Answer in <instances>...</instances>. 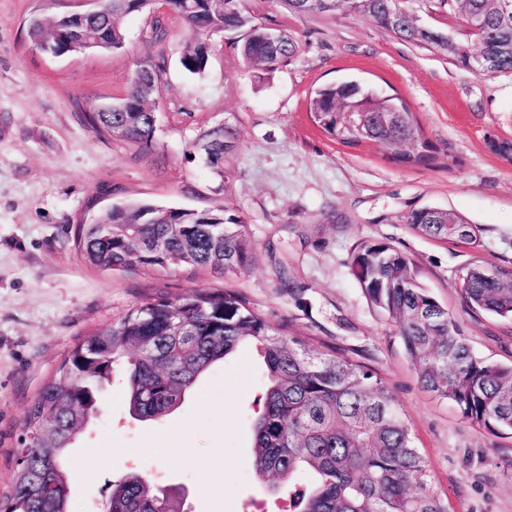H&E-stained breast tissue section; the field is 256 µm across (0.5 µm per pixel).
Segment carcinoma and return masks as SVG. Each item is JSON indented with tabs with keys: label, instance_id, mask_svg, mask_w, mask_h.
<instances>
[{
	"label": "carcinoma",
	"instance_id": "cac0c4a2",
	"mask_svg": "<svg viewBox=\"0 0 512 512\" xmlns=\"http://www.w3.org/2000/svg\"><path fill=\"white\" fill-rule=\"evenodd\" d=\"M232 8L224 0H168V12L194 33L180 59L200 74L209 59L207 37L214 29L242 32L235 46L241 62L272 71L296 52L287 32L271 42V29L247 14L244 0ZM296 13H348L371 19L392 37L432 46L468 67L481 56L488 72L512 74V0H435L465 21L467 40L447 45L438 31L426 34L402 0H282ZM152 0H104L102 13L86 20L70 15L26 26L29 42L57 55L69 52L81 33L92 49L125 45V18L152 13ZM139 67L163 81L161 54ZM123 110L92 106L85 121L100 136H118L142 150L151 146L148 106L130 84ZM315 123L337 142L354 147L372 142L388 160L432 165L438 151L413 113L394 98L345 80L315 90L309 99ZM207 163L224 166V146L234 133L216 127L205 136ZM460 216L420 208L407 215L413 230L429 238L484 248L482 229L458 224ZM112 225L103 236L98 225ZM162 242L174 265L232 274L252 255L244 224L226 210H186L153 204L116 205L95 224L79 225L77 247L89 265L104 271L166 268L152 248ZM350 273L370 303L398 328L407 356L423 388L452 402L461 417L493 433L512 434V366L484 362L472 351L456 319L418 281L411 259L384 241H365L351 254ZM460 295L471 310L512 321V270L490 273L473 264L459 278ZM192 322L189 336L172 334L176 320ZM252 345L263 363L264 390L254 424L259 479L288 501V512H448L433 486L426 461L394 395L366 366L326 354L281 329L232 291L193 290L174 301L145 302L111 325L79 341L29 407L19 441L18 471L3 495L5 512H70L72 471L66 464L87 416L100 410L104 382L121 377L129 416L158 421L183 402L198 377L214 364ZM180 494L166 493L140 473L112 481L111 512H184Z\"/></svg>",
	"mask_w": 512,
	"mask_h": 512
}]
</instances>
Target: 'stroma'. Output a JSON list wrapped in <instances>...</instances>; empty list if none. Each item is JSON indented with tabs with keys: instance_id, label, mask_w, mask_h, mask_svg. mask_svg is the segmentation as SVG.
I'll list each match as a JSON object with an SVG mask.
<instances>
[{
	"instance_id": "obj_1",
	"label": "stroma",
	"mask_w": 512,
	"mask_h": 512,
	"mask_svg": "<svg viewBox=\"0 0 512 512\" xmlns=\"http://www.w3.org/2000/svg\"><path fill=\"white\" fill-rule=\"evenodd\" d=\"M259 24L287 31L296 53L272 72L240 64L237 32L210 40L204 73L180 59L193 34L154 16L125 20L124 50H32L24 22L86 10L85 0H0V495L17 472L27 410L75 343L150 300L232 290L329 354L363 363L393 392L448 512H512V436L471 425L420 385L395 325L349 270L356 243L382 240L409 256L420 283L460 323L485 362L512 365V322L465 312L458 277L480 260L512 269V75L482 77L438 49L393 38L344 11L300 14L280 0H245ZM163 52L167 72L152 147L143 152L85 122L90 106L126 94L138 61ZM356 79L398 98L439 149L430 167L387 160L374 143L342 145L308 109L318 87ZM236 131L216 171L190 147L207 130ZM143 202L240 218L253 263L221 275L187 265L103 272L78 254L79 225L113 205ZM432 206L481 227L484 248L416 234L406 217ZM285 269L294 290L281 288ZM259 358L239 351L213 367L162 422L127 413L121 384L70 448L71 512H99L117 477L136 471L186 489L187 512H279L254 471Z\"/></svg>"
}]
</instances>
